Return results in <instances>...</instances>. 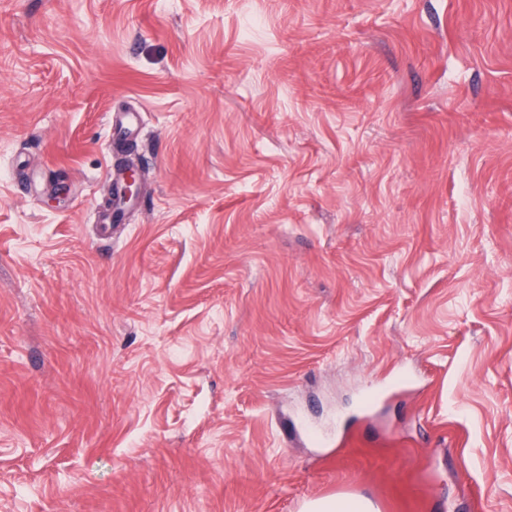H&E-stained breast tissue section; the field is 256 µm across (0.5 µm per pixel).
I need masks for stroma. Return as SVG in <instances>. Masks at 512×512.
I'll use <instances>...</instances> for the list:
<instances>
[{
  "label": "stroma",
  "mask_w": 512,
  "mask_h": 512,
  "mask_svg": "<svg viewBox=\"0 0 512 512\" xmlns=\"http://www.w3.org/2000/svg\"><path fill=\"white\" fill-rule=\"evenodd\" d=\"M336 498L512 512V0H0V512Z\"/></svg>",
  "instance_id": "stroma-1"
}]
</instances>
